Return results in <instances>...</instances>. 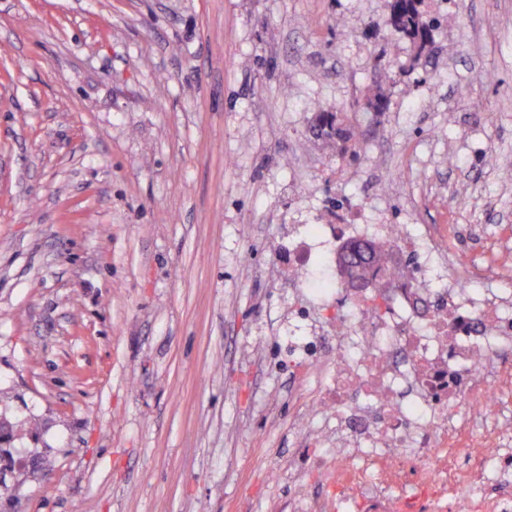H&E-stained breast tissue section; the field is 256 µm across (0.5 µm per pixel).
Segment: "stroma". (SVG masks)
I'll use <instances>...</instances> for the list:
<instances>
[{
    "label": "stroma",
    "instance_id": "obj_1",
    "mask_svg": "<svg viewBox=\"0 0 512 512\" xmlns=\"http://www.w3.org/2000/svg\"><path fill=\"white\" fill-rule=\"evenodd\" d=\"M389 4L0 0V512L331 493L292 429L325 426L293 315L332 309L276 266L301 225L445 224L457 273L512 290V0H424L421 55Z\"/></svg>",
    "mask_w": 512,
    "mask_h": 512
}]
</instances>
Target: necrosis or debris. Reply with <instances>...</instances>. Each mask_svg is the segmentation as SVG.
<instances>
[{
    "label": "necrosis or debris",
    "mask_w": 512,
    "mask_h": 512,
    "mask_svg": "<svg viewBox=\"0 0 512 512\" xmlns=\"http://www.w3.org/2000/svg\"><path fill=\"white\" fill-rule=\"evenodd\" d=\"M375 242L386 253L372 276L389 297L346 289L342 245ZM292 287L328 282L337 298L322 336L298 338L296 375L312 389L323 434L303 432L312 467L336 493L289 512H512V422L500 358L512 347V302L480 273L474 288L453 280L452 260L426 224H369L360 211L288 239ZM486 419L479 433L471 421ZM334 447V457L321 444Z\"/></svg>",
    "instance_id": "obj_1"
}]
</instances>
